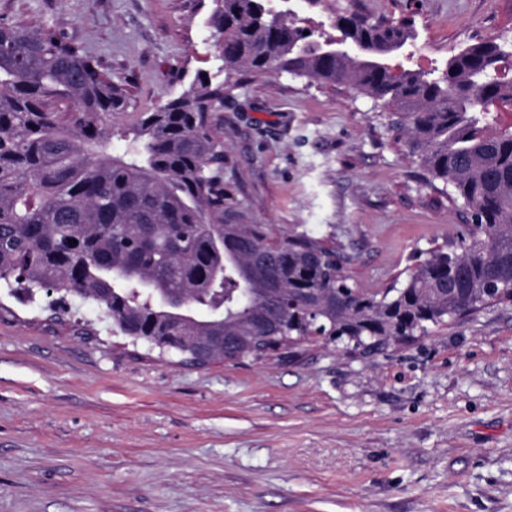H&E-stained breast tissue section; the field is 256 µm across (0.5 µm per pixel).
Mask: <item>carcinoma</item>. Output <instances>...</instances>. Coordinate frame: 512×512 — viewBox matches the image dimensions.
Masks as SVG:
<instances>
[{"mask_svg": "<svg viewBox=\"0 0 512 512\" xmlns=\"http://www.w3.org/2000/svg\"><path fill=\"white\" fill-rule=\"evenodd\" d=\"M213 75L120 133L123 90L86 48L40 21L0 16V284L20 298L91 293L124 336L165 324L174 336H230L201 365L288 353L307 333L347 353L370 356L451 323L462 305L477 312L512 302V130L488 134L481 101H512V79L494 77L505 43L480 41L432 72L393 64L412 46V20L345 8L340 36L362 51L308 39L267 0H212ZM286 73L345 85L396 108L410 154L448 196L466 207L471 228L456 253L430 250L383 294L360 289L312 239L274 243L250 224L224 187V90L229 79ZM62 102L61 125L50 103ZM181 295L194 318L177 321L161 303Z\"/></svg>", "mask_w": 512, "mask_h": 512, "instance_id": "carcinoma-1", "label": "carcinoma"}]
</instances>
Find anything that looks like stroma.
Masks as SVG:
<instances>
[{
    "label": "stroma",
    "mask_w": 512,
    "mask_h": 512,
    "mask_svg": "<svg viewBox=\"0 0 512 512\" xmlns=\"http://www.w3.org/2000/svg\"><path fill=\"white\" fill-rule=\"evenodd\" d=\"M412 18L414 65L512 41V0H293L337 35L346 5ZM131 82L116 130L215 72L211 0H0ZM224 182L274 237L335 243L378 292L464 210L422 178L391 110L343 85L241 72L225 91ZM74 320L0 293V512H512V305L354 357L181 366L94 303Z\"/></svg>",
    "instance_id": "obj_1"
}]
</instances>
